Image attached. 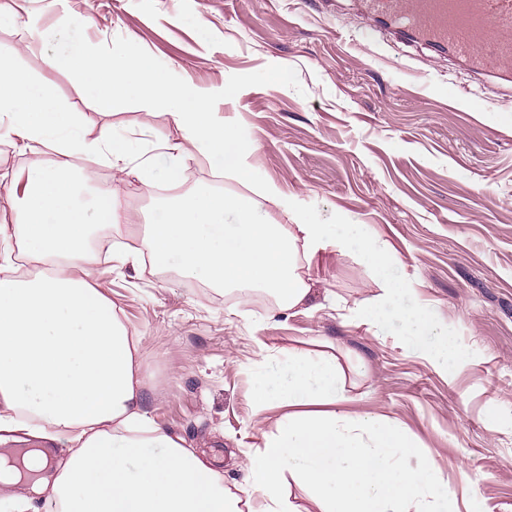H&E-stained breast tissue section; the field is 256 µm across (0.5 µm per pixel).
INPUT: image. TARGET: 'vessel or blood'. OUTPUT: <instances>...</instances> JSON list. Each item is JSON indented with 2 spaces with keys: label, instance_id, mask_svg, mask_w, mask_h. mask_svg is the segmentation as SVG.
I'll use <instances>...</instances> for the list:
<instances>
[{
  "label": "vessel or blood",
  "instance_id": "vessel-or-blood-1",
  "mask_svg": "<svg viewBox=\"0 0 512 512\" xmlns=\"http://www.w3.org/2000/svg\"><path fill=\"white\" fill-rule=\"evenodd\" d=\"M395 31L446 50L482 76L512 68V0H362Z\"/></svg>",
  "mask_w": 512,
  "mask_h": 512
}]
</instances>
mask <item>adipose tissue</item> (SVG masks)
Listing matches in <instances>:
<instances>
[{
	"label": "adipose tissue",
	"mask_w": 512,
	"mask_h": 512,
	"mask_svg": "<svg viewBox=\"0 0 512 512\" xmlns=\"http://www.w3.org/2000/svg\"><path fill=\"white\" fill-rule=\"evenodd\" d=\"M16 59L0 54V129L28 156L23 171L0 175L14 213L11 223L0 224V433L36 427L71 454L52 465L43 449L31 448L19 468L0 454V484L46 495L58 512H301L296 486L306 491L313 512H460L431 460L404 464L416 448L406 428L338 412L348 397L331 355L291 351L258 362L254 412L279 415L246 460L258 493L249 506L195 449L152 423L142 408L140 341L93 282L96 228L135 217L115 189H97L85 199L83 190L95 186L98 173L73 165L84 154L127 174L131 142L110 131L88 138L79 113L48 83L30 79ZM45 65L75 73L92 89L89 107L133 97L145 115L166 110L180 133L164 145L169 186H180L190 159L254 182L253 144L214 112L208 92L174 82L151 55L113 56L78 46L47 54ZM260 193L291 216L293 229L271 222L261 200L200 188L175 196L163 219L146 225L138 252L114 258L124 264L145 256L158 270L174 258L182 276L202 271L215 288L260 289L291 311L311 293L301 257L331 244L351 247L381 281L380 294L352 311L373 329L386 304L415 293L414 282L389 276L387 241L370 232L352 239L337 225L311 223L272 184ZM404 339L443 371L456 356L447 324L424 303L406 314Z\"/></svg>",
	"instance_id": "1"
}]
</instances>
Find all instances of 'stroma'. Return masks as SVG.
I'll return each instance as SVG.
<instances>
[{"mask_svg":"<svg viewBox=\"0 0 512 512\" xmlns=\"http://www.w3.org/2000/svg\"><path fill=\"white\" fill-rule=\"evenodd\" d=\"M44 44L28 27L0 28V53L79 112L89 137L107 128L143 146L177 139L165 111L144 117L124 101L86 106L70 72L44 65L48 50L81 40L104 53L140 51L178 78L213 93L225 122L255 146L256 175L243 184L208 164H186L181 192L209 188L256 196L277 186L315 224H363L388 240L389 274L420 284L402 304H428L464 358L442 372L403 342L405 325L385 308L379 331L351 311L379 286L353 251L327 246L302 271L308 302L287 312L247 305L204 278L103 261L98 288L142 338L143 407L155 425L204 451L241 500L252 489L246 457L268 423L252 404L254 365L289 349L334 355L350 397L344 412L385 415L415 437L456 495L485 512H512V76L475 80L420 42L397 39L361 12L360 0H25ZM91 17L80 27L73 16ZM96 166L137 223L112 238L138 246L141 225L169 200L166 159L153 180Z\"/></svg>","mask_w":512,"mask_h":512,"instance_id":"stroma-1","label":"stroma"}]
</instances>
